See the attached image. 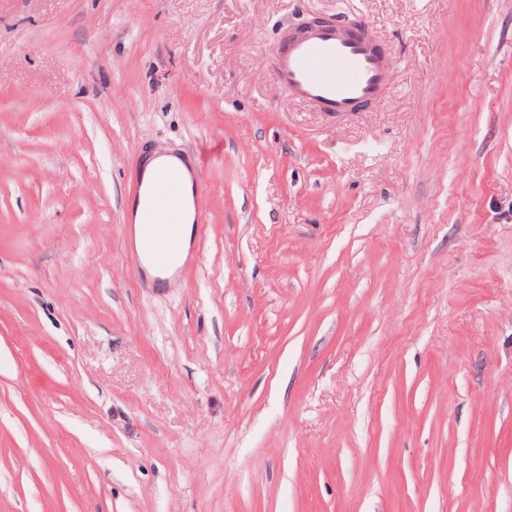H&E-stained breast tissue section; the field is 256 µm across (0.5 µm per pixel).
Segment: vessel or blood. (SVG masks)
<instances>
[{
    "instance_id": "b4317fda",
    "label": "vessel or blood",
    "mask_w": 512,
    "mask_h": 512,
    "mask_svg": "<svg viewBox=\"0 0 512 512\" xmlns=\"http://www.w3.org/2000/svg\"><path fill=\"white\" fill-rule=\"evenodd\" d=\"M278 82L298 101L318 112L341 116L379 102L392 62L364 25L324 24L286 36L274 52ZM183 175L170 163L159 165L150 184H137L134 196L145 199L161 224L140 230L141 257L159 274L153 285L166 287L181 258L183 242Z\"/></svg>"
}]
</instances>
